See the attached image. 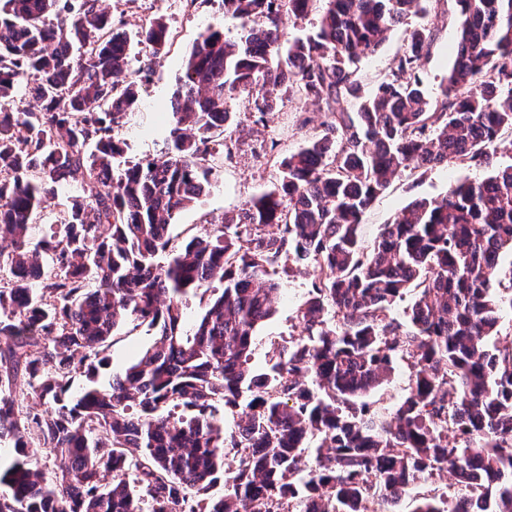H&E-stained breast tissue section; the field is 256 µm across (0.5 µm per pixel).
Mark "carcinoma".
I'll return each instance as SVG.
<instances>
[{
	"label": "carcinoma",
	"mask_w": 512,
	"mask_h": 512,
	"mask_svg": "<svg viewBox=\"0 0 512 512\" xmlns=\"http://www.w3.org/2000/svg\"><path fill=\"white\" fill-rule=\"evenodd\" d=\"M456 2L454 63L433 100L420 77L428 25L368 97L355 77L427 0H222L237 37L199 34L167 152L131 163L121 132L138 90L104 0H0V512H399L442 472L462 494L434 488L414 512H512V343L495 340L493 288L508 282L512 304V264L499 266L512 253V164L413 201L369 248L361 235L395 177L512 151V0ZM319 7L315 29L287 39L283 15ZM138 37L165 56L162 20ZM21 88L39 110L15 105ZM243 91L253 112L311 99L334 121L281 159L278 184L241 216L174 246L171 221L211 186L216 132ZM78 182L95 192L67 197L39 234L57 188ZM283 255L318 277L302 336L256 374L253 336L273 315L269 267ZM409 291L401 322L390 310ZM190 292L207 299L188 326ZM130 321L153 343L100 384ZM398 360L415 378L384 419L368 396ZM78 373L87 383L73 392ZM222 407L241 410L231 431Z\"/></svg>",
	"instance_id": "cac0c4a2"
}]
</instances>
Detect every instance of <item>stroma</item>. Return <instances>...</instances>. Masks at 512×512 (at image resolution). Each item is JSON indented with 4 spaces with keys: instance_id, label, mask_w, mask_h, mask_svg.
I'll list each match as a JSON object with an SVG mask.
<instances>
[{
    "instance_id": "35a3bbf8",
    "label": "stroma",
    "mask_w": 512,
    "mask_h": 512,
    "mask_svg": "<svg viewBox=\"0 0 512 512\" xmlns=\"http://www.w3.org/2000/svg\"><path fill=\"white\" fill-rule=\"evenodd\" d=\"M113 20L132 40L133 69L151 67L148 80L139 86L136 115L125 130V158L138 161L161 155L165 149L163 108L176 88L177 76L183 63L203 29L210 24L223 23L226 36H236L238 23L225 17L221 0H197L193 12H184L179 0H106ZM162 19L176 35L170 50L158 63H151L149 50L137 42V32L145 13ZM431 12L435 15L438 31L431 57L422 70L423 86L429 97H437L440 83L454 60L453 48L457 40V8L455 0H433ZM413 17L407 26L391 30L378 51L357 64V79L363 92H370L390 72L397 54L403 49L407 27L420 25ZM245 95L231 100L233 123L224 133L227 153L218 157V178L205 195L190 208L177 214L170 228L175 241H182L207 224L222 223L224 218L241 214L248 201L263 191L273 188L279 171L272 160L256 163L254 153L262 144H276L280 154L297 150L305 141L319 135L330 117L323 105L315 102L287 103L273 112L261 114L244 108ZM512 163V155L505 152L491 154L488 164L475 167L459 160L429 169L424 175L405 173L393 179L388 190L380 195L366 212L362 221L364 245H372L384 224L390 223L412 201L418 198H438L449 186L464 178L482 179L496 168ZM270 273L282 285V295L274 315L260 325L255 333L252 364L266 365L274 347L288 343L301 334L297 318L299 309L308 299L316 279L313 267L296 264L293 259L281 258ZM154 334L147 327H124L115 336L108 349L109 366L100 370V381H107L146 349ZM414 379V371L404 362H397L390 378L376 390L369 400L379 413L391 414L406 397Z\"/></svg>"
}]
</instances>
